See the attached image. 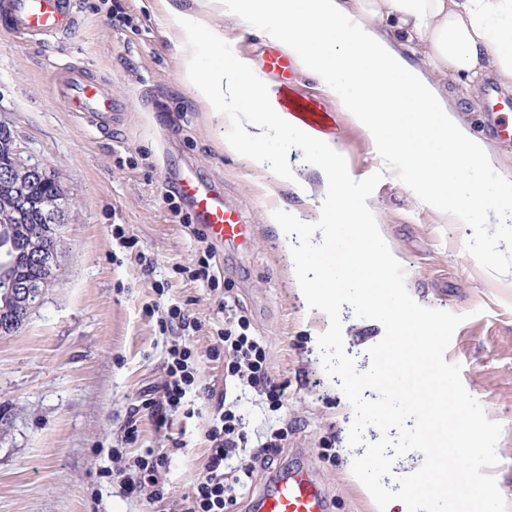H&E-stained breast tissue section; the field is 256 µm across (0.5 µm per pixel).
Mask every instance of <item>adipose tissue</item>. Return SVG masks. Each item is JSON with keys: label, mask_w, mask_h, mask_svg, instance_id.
<instances>
[{"label": "adipose tissue", "mask_w": 512, "mask_h": 512, "mask_svg": "<svg viewBox=\"0 0 512 512\" xmlns=\"http://www.w3.org/2000/svg\"><path fill=\"white\" fill-rule=\"evenodd\" d=\"M199 10L188 15L174 6L166 12L173 21L174 51L183 60L184 78L198 101L210 105L216 118L225 119L234 133L224 148L240 153L241 134L251 131L248 153L254 165L269 160L261 148L267 129L293 127L297 145L324 143L326 163L322 179L339 191L334 220L347 224L361 242V249L345 253L343 268L363 273L375 286L386 282L390 264L380 245L377 225L360 219L344 188L347 175L327 134L300 125L284 112L266 80L246 59L225 65L223 55L200 68L196 51L208 44L223 48L224 33L213 16L232 12L242 24L254 13L268 23L264 36L281 44L301 69L324 84L342 74L355 92L343 99L384 159L400 162L426 199L443 198L449 191L447 177L466 180L469 165L490 159V147L471 134L456 108L448 104L449 81L466 78L475 84L495 77L512 87V0H300L289 11L286 0H197ZM243 99L242 110L225 112L224 98ZM465 159L455 172L447 170L449 150ZM284 254L294 266L296 293L303 303L328 316L336 314L334 281L322 268L299 262L304 237L315 232L312 224H287L273 217ZM443 475L437 459L421 457L411 473L403 475L397 494L376 493V512H407L410 501L425 491L423 477Z\"/></svg>", "instance_id": "1"}]
</instances>
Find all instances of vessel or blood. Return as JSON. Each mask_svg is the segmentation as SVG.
<instances>
[{
    "label": "vessel or blood",
    "instance_id": "obj_1",
    "mask_svg": "<svg viewBox=\"0 0 512 512\" xmlns=\"http://www.w3.org/2000/svg\"><path fill=\"white\" fill-rule=\"evenodd\" d=\"M72 18L63 0H0V24L15 34L44 38L67 30ZM55 94L68 111L83 115L101 130L119 124L126 107L113 97L107 83L90 77L85 71L67 68L55 84ZM282 106L295 113L305 124L317 128L327 121L325 108L315 98L282 94ZM483 106L493 121L489 134L497 140H512V98L495 87H487ZM173 179L196 224L215 242L246 246L250 226L237 208L224 201L223 193L200 178L190 168L174 171ZM250 512H328L327 498L312 474L304 470H286L264 483L251 502Z\"/></svg>",
    "mask_w": 512,
    "mask_h": 512
}]
</instances>
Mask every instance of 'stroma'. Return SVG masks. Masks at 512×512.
Here are the masks:
<instances>
[{
  "mask_svg": "<svg viewBox=\"0 0 512 512\" xmlns=\"http://www.w3.org/2000/svg\"><path fill=\"white\" fill-rule=\"evenodd\" d=\"M74 22L53 38L25 42L0 25V122L14 133L23 162L59 176L70 199L60 228L57 280L45 288L22 328L0 335V512H170L204 470L207 431L218 402H237L249 447L284 428L282 463L312 472L329 512H375L352 473L346 430L353 412L324 374L316 338L327 322L295 292L286 256L268 220L285 209L316 219L325 194L322 148L288 150L292 129L265 136L272 158L313 188L303 197L266 169L225 152L207 104L182 79L168 37L162 0H70ZM224 60L259 62L268 41L264 17L243 31L233 14L218 15ZM70 65L106 80L127 112L116 133L89 130L52 92L56 67ZM289 91L316 96L331 114L326 131L349 176L351 202L380 226L419 304L463 315L445 352L460 364L467 391L502 427L492 470L512 504V145L494 143V159L476 163L450 198L478 193L473 224H456L445 204L424 200L401 168L386 164L342 104L352 87H327L293 69ZM192 165L222 190L252 228L240 249L205 245L172 211L171 172ZM123 225L133 247L112 236ZM211 250L218 289L191 278ZM198 329L163 330L171 304ZM246 319L264 346L268 375L284 394L270 409L262 390L224 376L211 362L219 329ZM190 346L197 387L185 403V446L174 449L138 405L166 379L171 344ZM136 415L139 437L124 431ZM169 450V498L153 503L124 496L114 476L138 449Z\"/></svg>",
  "mask_w": 512,
  "mask_h": 512,
  "instance_id": "obj_1",
  "label": "stroma"
}]
</instances>
